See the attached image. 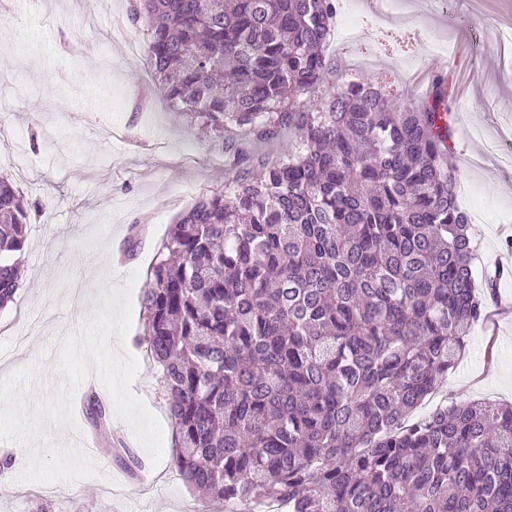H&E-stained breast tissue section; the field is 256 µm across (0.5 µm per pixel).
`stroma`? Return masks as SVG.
Listing matches in <instances>:
<instances>
[{"mask_svg": "<svg viewBox=\"0 0 512 512\" xmlns=\"http://www.w3.org/2000/svg\"><path fill=\"white\" fill-rule=\"evenodd\" d=\"M341 14L374 27L367 51L329 42V58L349 66L352 79L380 86L393 102L420 97L432 74L448 78L453 114L451 163L462 176L459 204L476 246L478 276L496 281L494 323L475 325L466 350L434 396L437 404L512 402V265L504 225H512V173L494 144L512 141V0H396L379 24L368 0H343ZM132 28L129 0H0V174L10 175L28 202L38 204L22 257L25 275L15 304L0 310V378L36 367L25 395L29 408L62 390L58 370L66 340L79 334L101 298L147 271L170 224L199 198L223 188L231 169L221 139L187 123L159 91L149 106L139 93L146 57L127 53L110 35V20ZM146 233L134 259L107 264L132 222ZM134 316L125 342L140 369L131 384L163 427L165 452L153 490L125 478L99 448H85L89 426L48 421L52 444L85 449L97 473L63 482L54 512H199L198 493L172 464L173 423L157 390L158 368L137 339ZM30 462L19 458L0 482V512H33L42 486L19 482ZM123 484L125 498L104 485Z\"/></svg>", "mask_w": 512, "mask_h": 512, "instance_id": "35a3bbf8", "label": "stroma"}]
</instances>
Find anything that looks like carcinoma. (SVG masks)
Instances as JSON below:
<instances>
[{
    "mask_svg": "<svg viewBox=\"0 0 512 512\" xmlns=\"http://www.w3.org/2000/svg\"><path fill=\"white\" fill-rule=\"evenodd\" d=\"M340 0H137L153 78L224 140L295 144L182 213L148 267L145 343L176 428L173 465L208 500L282 512H512V404L408 418L486 320L447 78L393 103L325 47ZM328 84L309 109L300 97ZM32 209L0 176V309L15 301ZM86 420L131 476L143 465Z\"/></svg>",
    "mask_w": 512,
    "mask_h": 512,
    "instance_id": "obj_1",
    "label": "carcinoma"
}]
</instances>
